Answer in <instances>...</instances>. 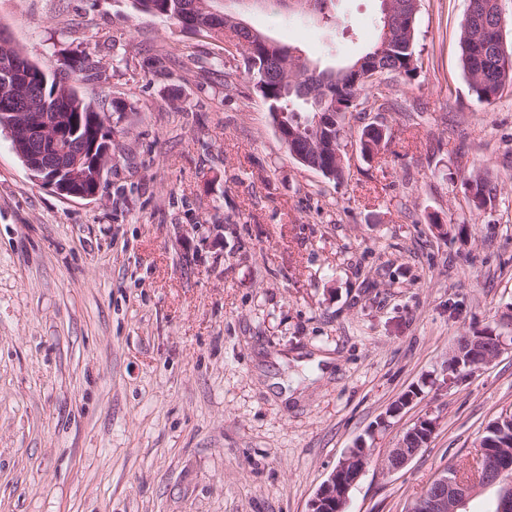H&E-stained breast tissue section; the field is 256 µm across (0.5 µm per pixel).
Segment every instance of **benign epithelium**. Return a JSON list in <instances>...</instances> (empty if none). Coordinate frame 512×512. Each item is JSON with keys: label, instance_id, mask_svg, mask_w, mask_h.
I'll return each instance as SVG.
<instances>
[{"label": "benign epithelium", "instance_id": "benign-epithelium-1", "mask_svg": "<svg viewBox=\"0 0 512 512\" xmlns=\"http://www.w3.org/2000/svg\"><path fill=\"white\" fill-rule=\"evenodd\" d=\"M355 82H371L380 78L378 58L367 57L350 68ZM45 86V80L33 79L28 58L8 44L0 48V110L7 122L0 128L9 134L15 152L29 158L35 180L52 189L63 199H92L96 193L84 191L87 185L101 182L112 164V133L109 117L100 115L95 128L83 138L74 132L75 104L58 93L34 91ZM273 125L285 147L296 160L306 162V152L299 143L325 156L333 157V165L343 166V146L336 144L329 114L319 113L314 119V134L305 135L303 127L288 122L287 114H274ZM512 347V336L492 333L464 336L452 352L456 370L488 364L504 350ZM418 452L416 448L398 446L390 450L385 467L389 471L403 468ZM371 462L368 448H353L320 486L309 504V512H346L351 489ZM499 487V512H512V465L501 461L487 465L476 462L470 478L456 471L439 473L417 500L422 512H462L468 500L480 490Z\"/></svg>", "mask_w": 512, "mask_h": 512}]
</instances>
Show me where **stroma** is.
Returning a JSON list of instances; mask_svg holds the SVG:
<instances>
[{"label": "stroma", "instance_id": "35a3bbf8", "mask_svg": "<svg viewBox=\"0 0 512 512\" xmlns=\"http://www.w3.org/2000/svg\"><path fill=\"white\" fill-rule=\"evenodd\" d=\"M379 5L243 19L325 69L367 51ZM467 6L420 0L421 66L391 81L394 110L349 116L334 181L289 155L223 40L132 0H0L31 60L103 66L76 88L113 143L96 198L66 200L0 131V512H308L360 444L346 512H406L475 465L512 413V349L457 382L447 360L461 336H512V86L470 92ZM373 122L387 143L367 161ZM425 415L430 442L387 471ZM382 139L383 141L386 139V132L381 126L374 124L365 125L359 133L357 142L361 156L367 160L374 159L379 152H374L372 145H377ZM512 441V414L500 415L497 419L490 422L485 433L481 438V449L487 448L491 452H498L499 450H511L512 444H508V448H492L497 442Z\"/></svg>", "mask_w": 512, "mask_h": 512}]
</instances>
